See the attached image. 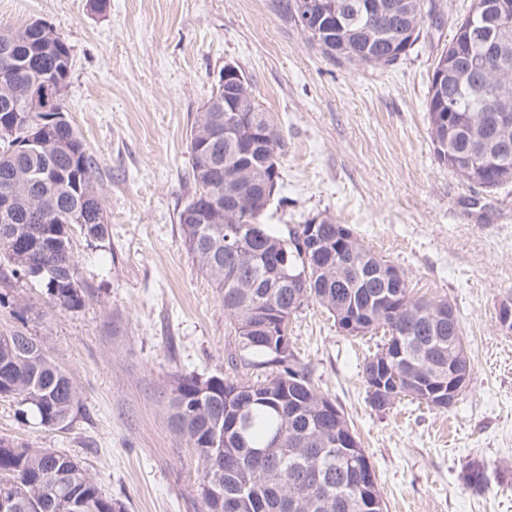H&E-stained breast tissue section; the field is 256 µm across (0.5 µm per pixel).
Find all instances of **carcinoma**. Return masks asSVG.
I'll return each instance as SVG.
<instances>
[{
	"label": "carcinoma",
	"instance_id": "carcinoma-1",
	"mask_svg": "<svg viewBox=\"0 0 512 512\" xmlns=\"http://www.w3.org/2000/svg\"><path fill=\"white\" fill-rule=\"evenodd\" d=\"M339 22L333 39L299 25L297 0H282L283 17L312 46L330 59L379 68L396 65L419 41L426 22L442 23L436 0H336ZM476 67L461 80L435 89L429 84L428 134L439 163L464 181L492 148L501 180L512 183V129L509 148L490 146L488 107L500 95L512 99V50L507 56L474 51ZM71 69V49L47 24L32 21L0 31V132L15 111L28 122L0 135V190L10 189L19 238L0 235V251L21 259L25 250H41L42 270L15 263L14 273L45 283L51 301L67 310L83 306L77 287L71 228L102 240L107 219L95 185L97 169L80 132L65 117L62 92ZM49 83L54 111H43L33 87ZM252 120L267 131L262 140L243 141L214 118L229 115L228 102L196 115L188 137L194 193L180 213L184 242L202 273L219 288L224 313L234 331L235 352L253 367L272 366L262 381L223 375H179L168 401L169 422L195 453L201 471L198 486L203 512H225L224 500L239 499L238 512H384L374 467L344 413H325L329 401L312 381L293 349L282 353L280 337L257 330L274 311L281 314L282 335H290L291 317L312 301L335 318L354 315L366 332L383 331L392 358L365 359L362 378L371 409L389 410L409 399L442 409L436 388L448 386L450 340L465 343L460 319L439 318L446 299L416 297L407 281L393 276L390 260L365 247L344 224L325 219L309 233L299 224L282 236L270 225L256 234L243 231L241 245L225 247L226 236L241 228L247 214L262 212L277 193L285 138L271 112L254 104ZM38 152H24L30 138ZM286 269L290 279L280 277ZM14 393L43 426L67 422L79 406V391L45 346L17 347L15 334L0 335V395ZM278 447H270L273 436ZM353 447H343L346 440ZM210 448L224 449V471L209 466ZM464 485L485 488L482 465L468 464ZM16 494L17 512H126L123 502L104 495L93 476L74 458L48 448H32L0 439V488ZM377 507L368 508V501Z\"/></svg>",
	"mask_w": 512,
	"mask_h": 512
}]
</instances>
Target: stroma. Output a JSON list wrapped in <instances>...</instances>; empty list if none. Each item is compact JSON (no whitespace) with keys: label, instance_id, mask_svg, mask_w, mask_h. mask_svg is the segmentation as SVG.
<instances>
[{"label":"stroma","instance_id":"stroma-1","mask_svg":"<svg viewBox=\"0 0 512 512\" xmlns=\"http://www.w3.org/2000/svg\"><path fill=\"white\" fill-rule=\"evenodd\" d=\"M437 3L442 24L382 69L324 57L277 0H109L101 14L90 0H0L1 31L40 20L71 49L65 109L97 160L108 219L105 240L72 235L85 299L75 311L0 253V333L35 336L80 391L55 427L0 397V438L73 457L127 512H201L197 458L168 421L170 386L227 374L235 338L179 214L194 191L187 133L231 63L284 132L264 223L284 233L332 216L461 321L472 371L457 402L375 412L362 367L376 337L344 335L315 303L292 320L294 350L358 435L385 512H512V333L497 319L512 298V184L475 193L434 155L429 80L470 0ZM470 461L484 467L479 494L463 486Z\"/></svg>","mask_w":512,"mask_h":512}]
</instances>
